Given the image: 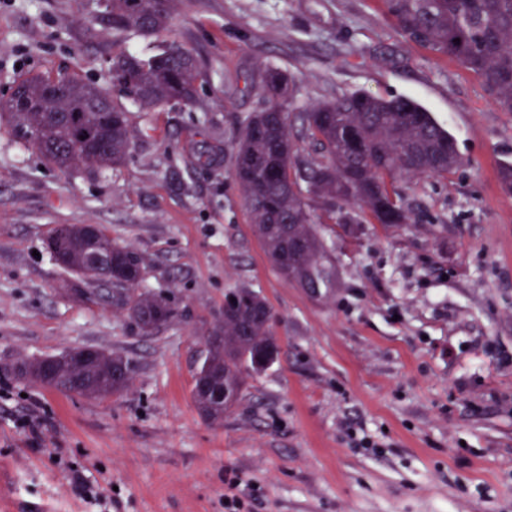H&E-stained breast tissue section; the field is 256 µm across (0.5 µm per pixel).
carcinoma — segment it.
I'll list each match as a JSON object with an SVG mask.
<instances>
[{
    "label": "carcinoma",
    "mask_w": 512,
    "mask_h": 512,
    "mask_svg": "<svg viewBox=\"0 0 512 512\" xmlns=\"http://www.w3.org/2000/svg\"><path fill=\"white\" fill-rule=\"evenodd\" d=\"M177 0H107L108 24L115 30L160 35L171 24ZM397 28L410 40L447 56L482 82L493 103L512 113V0H387ZM67 93L60 101L46 97L49 79L41 76L19 82L26 104L0 100L12 132L45 161L61 170L102 172L126 160L131 149L128 110L124 100L142 110L170 103L195 101L203 73L196 57L171 43L142 57L122 53L112 58V81L105 85L63 77ZM268 100L242 124L235 141L233 178L246 202L265 252L279 273L292 259L305 288L330 281L328 256L312 226L305 196L322 199L331 220L346 219L339 202L369 212L380 224H405L409 216L400 204L393 180L405 174H446L460 162L446 147L452 136L431 113L401 97L378 98L351 93L322 103L306 113V130L315 156L302 164L294 160L286 108L294 82L271 68L265 77ZM112 113L104 144L95 151L82 137L92 134L102 114ZM60 248L80 259L88 249L112 247V282L135 286L141 277L140 259L130 249L112 245L99 231L86 238L79 224L59 227ZM137 326L150 332L172 322V301L155 294L134 297L129 310ZM271 311L255 291L241 288L224 301V319L213 327L221 342L208 353L204 366L213 386L229 390L224 400L195 395L201 412L219 421L241 394L245 375L268 363L275 351L269 336ZM126 365L115 377L112 367ZM60 371L90 380L99 395L123 391L132 380L134 365L120 355L102 352L85 361H66Z\"/></svg>",
    "instance_id": "1"
}]
</instances>
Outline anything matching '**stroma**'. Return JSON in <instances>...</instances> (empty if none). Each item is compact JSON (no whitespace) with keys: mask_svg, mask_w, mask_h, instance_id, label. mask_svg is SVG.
Returning <instances> with one entry per match:
<instances>
[{"mask_svg":"<svg viewBox=\"0 0 512 512\" xmlns=\"http://www.w3.org/2000/svg\"><path fill=\"white\" fill-rule=\"evenodd\" d=\"M95 2L0 0V85L100 84L113 56L172 41L207 79L192 104L131 110L130 155L105 173L45 165L0 119V512H512V114L385 0H178L163 36L112 30ZM271 67L295 82L296 158L314 153L305 112L354 92L416 101L461 157L398 179L405 224H325L310 201L333 272L314 291L273 267L232 178ZM62 224L133 250L138 285L64 288ZM238 288L266 300L278 354L212 423L200 338ZM143 292L177 319L140 330L126 303ZM73 347L130 358L129 388L88 400L10 372Z\"/></svg>","mask_w":512,"mask_h":512,"instance_id":"obj_1","label":"stroma"}]
</instances>
